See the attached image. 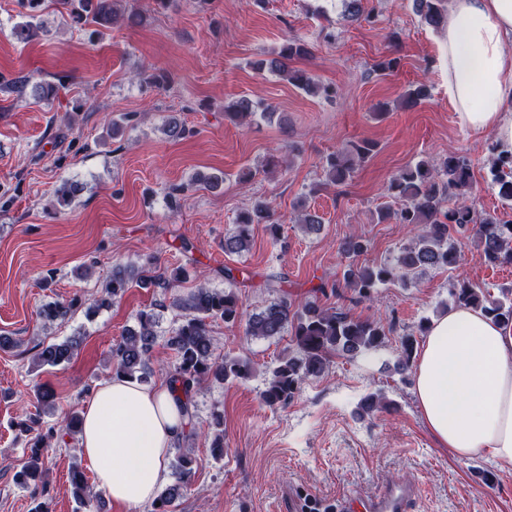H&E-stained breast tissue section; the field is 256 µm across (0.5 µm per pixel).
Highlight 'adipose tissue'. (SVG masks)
<instances>
[{
  "mask_svg": "<svg viewBox=\"0 0 512 512\" xmlns=\"http://www.w3.org/2000/svg\"><path fill=\"white\" fill-rule=\"evenodd\" d=\"M443 28L439 57L461 125L491 132L497 153L512 155V0H449ZM414 392L438 447L461 460L486 451L512 466V323L449 310L427 333ZM82 418L80 451L97 488L130 510L152 501L187 424L170 388L112 378Z\"/></svg>",
  "mask_w": 512,
  "mask_h": 512,
  "instance_id": "ef3b65f1",
  "label": "adipose tissue"
}]
</instances>
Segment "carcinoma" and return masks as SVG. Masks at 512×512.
<instances>
[{
	"instance_id": "carcinoma-1",
	"label": "carcinoma",
	"mask_w": 512,
	"mask_h": 512,
	"mask_svg": "<svg viewBox=\"0 0 512 512\" xmlns=\"http://www.w3.org/2000/svg\"><path fill=\"white\" fill-rule=\"evenodd\" d=\"M72 21L102 26L117 22L114 0H58ZM414 8L421 20L437 27L444 20L447 9L445 0H414ZM310 53L307 44L299 39L288 40L279 57L269 62V68L290 84L303 90H314L324 97L336 95L332 86H317L304 71L290 70L285 61L304 58ZM260 110V104L247 97H240L224 106V119L237 124L249 125ZM375 145L363 140L350 142L327 155L325 171L328 179L341 185L351 179L356 166L365 161ZM498 196L505 203L512 202V156H497L492 164ZM77 186L65 181L56 190L59 208L71 204ZM470 166L465 158L448 156L442 166L420 159L405 171L393 177L387 192L399 208L380 210L379 220L395 218L399 223L415 230L412 242L402 248L394 265L363 264L348 270L343 277L345 287L351 289L357 299L370 300L376 290L388 283L404 282L429 268L454 267L460 256L451 244L452 231L473 225L474 238L481 257L491 265L512 263V224H502L492 217L479 215L468 204L471 194ZM267 225L272 239L278 240L281 225L274 218L269 201L260 199L237 220L235 231L224 238V252L241 254L250 248L252 225ZM342 250L360 256L367 252L368 242L361 236H349L342 243ZM147 270H134L117 266L101 289L89 299L87 313H94L109 306L122 295L129 284L146 278ZM228 286L223 289L201 284L186 296L173 298L172 305L185 312L183 319L171 331L166 345L175 353V364L169 376L173 393L180 397L179 406L188 421L195 417L193 394L209 382H242L252 377L254 365L247 359L215 357V343L210 334L208 320L221 319L226 323L241 319V305L235 288L237 277L233 270L224 269ZM278 297L264 308L252 314L245 333L248 336L279 341L290 334L295 350L278 358L267 369L262 399L269 407L285 404L309 380L325 374L331 358L336 354L354 356L375 350L385 343L386 328L375 321L361 320L337 308H324L315 301L295 305L288 299V292L277 290ZM457 305L483 311L495 320L512 322V302L490 298L483 289L462 282L454 292ZM75 309V302H51L43 305L39 316L43 324L50 325L64 320ZM160 313L153 309L143 310L137 317V326L126 330L112 346V373L131 381L144 383L149 375V357L157 339ZM80 346L77 337L59 343L41 344L34 361L41 367H56L69 362ZM81 415L71 414L64 424L48 425L29 441V460L17 473V481L26 487L44 485L45 470L42 450L62 431L74 435L80 432ZM224 413L219 409L211 414L210 427L213 437L209 448L214 459L224 457ZM192 449L177 448L172 466L177 481L165 487L156 498L153 512H171L174 502L181 497L187 479L193 471ZM74 500L86 512H96L100 495L88 483L84 472L71 474Z\"/></svg>"
}]
</instances>
